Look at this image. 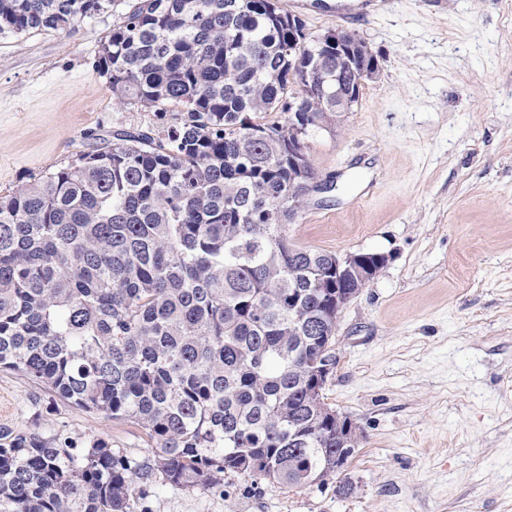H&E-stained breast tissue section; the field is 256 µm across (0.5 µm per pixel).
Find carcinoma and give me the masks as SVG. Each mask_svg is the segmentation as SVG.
Returning <instances> with one entry per match:
<instances>
[{
  "label": "carcinoma",
  "mask_w": 512,
  "mask_h": 512,
  "mask_svg": "<svg viewBox=\"0 0 512 512\" xmlns=\"http://www.w3.org/2000/svg\"><path fill=\"white\" fill-rule=\"evenodd\" d=\"M114 0H0V31L69 32ZM349 64L278 0H138L95 69L163 129L116 133L0 192V370L156 442L132 457L0 428V512H135L152 486L325 482L345 416L312 361L336 340V253L288 225L318 189L288 121L336 110Z\"/></svg>",
  "instance_id": "1"
}]
</instances>
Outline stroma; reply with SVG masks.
Returning a JSON list of instances; mask_svg holds the SVG:
<instances>
[{
	"instance_id": "35a3bbf8",
	"label": "stroma",
	"mask_w": 512,
	"mask_h": 512,
	"mask_svg": "<svg viewBox=\"0 0 512 512\" xmlns=\"http://www.w3.org/2000/svg\"><path fill=\"white\" fill-rule=\"evenodd\" d=\"M136 0L69 33L0 32V190L159 120L117 104L93 62ZM308 33L379 60L353 110L305 147L321 190L288 237L394 258L344 310L324 394L359 427L343 477L304 488L228 476L157 487L150 512H512V0H280ZM150 452L138 425L0 371V427ZM354 485L338 491L341 478Z\"/></svg>"
}]
</instances>
